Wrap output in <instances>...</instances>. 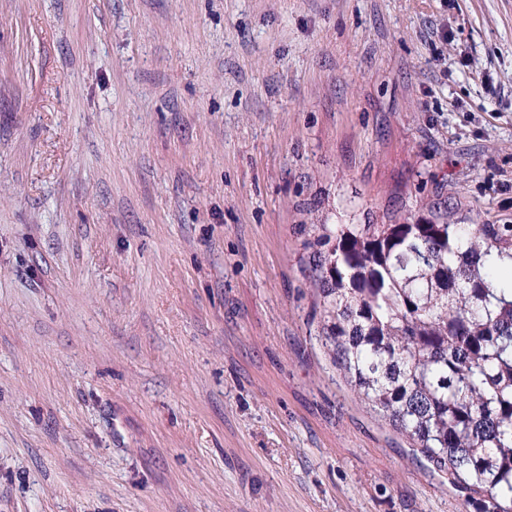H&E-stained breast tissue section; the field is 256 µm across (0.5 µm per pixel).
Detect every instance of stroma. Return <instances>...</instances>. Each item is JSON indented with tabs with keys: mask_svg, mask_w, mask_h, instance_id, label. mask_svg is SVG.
<instances>
[{
	"mask_svg": "<svg viewBox=\"0 0 512 512\" xmlns=\"http://www.w3.org/2000/svg\"><path fill=\"white\" fill-rule=\"evenodd\" d=\"M437 207L512 224V0H0V512H459L310 273Z\"/></svg>",
	"mask_w": 512,
	"mask_h": 512,
	"instance_id": "obj_1",
	"label": "stroma"
}]
</instances>
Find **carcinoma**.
<instances>
[{
	"mask_svg": "<svg viewBox=\"0 0 512 512\" xmlns=\"http://www.w3.org/2000/svg\"><path fill=\"white\" fill-rule=\"evenodd\" d=\"M325 346L359 398L464 493L512 512V224H322Z\"/></svg>",
	"mask_w": 512,
	"mask_h": 512,
	"instance_id": "obj_1",
	"label": "carcinoma"
}]
</instances>
